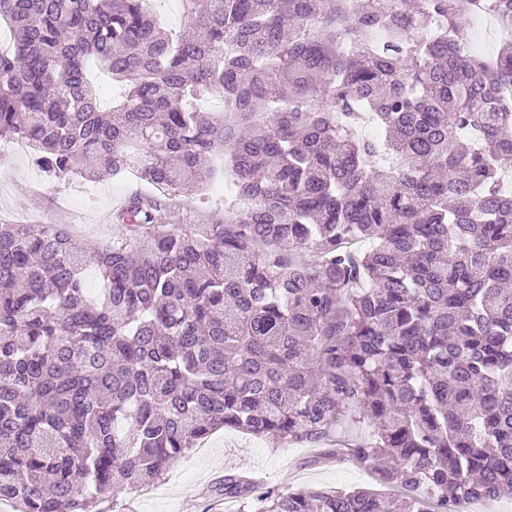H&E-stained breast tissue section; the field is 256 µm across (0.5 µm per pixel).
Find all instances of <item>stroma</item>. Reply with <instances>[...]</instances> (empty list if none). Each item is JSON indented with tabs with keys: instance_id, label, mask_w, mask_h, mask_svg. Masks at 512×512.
Segmentation results:
<instances>
[{
	"instance_id": "stroma-1",
	"label": "stroma",
	"mask_w": 512,
	"mask_h": 512,
	"mask_svg": "<svg viewBox=\"0 0 512 512\" xmlns=\"http://www.w3.org/2000/svg\"><path fill=\"white\" fill-rule=\"evenodd\" d=\"M83 180L65 184L47 180L34 166L30 154L6 157L0 163V224H64L68 216L59 207L68 196L85 210L82 223L74 225L81 240L106 239L118 231L113 214L128 196L141 189L132 176L97 182L93 201H85ZM223 214L214 198H184L174 212L158 217L162 224H209ZM316 451L307 446L271 443L233 431L213 434L203 446L176 461L165 479L144 491L120 494L123 512H238L234 502H217L215 490L225 472L258 475L267 486L285 492L298 488L321 490L362 487L383 492L373 473L352 460L312 464Z\"/></svg>"
}]
</instances>
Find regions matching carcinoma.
<instances>
[{"instance_id":"1","label":"carcinoma","mask_w":512,"mask_h":512,"mask_svg":"<svg viewBox=\"0 0 512 512\" xmlns=\"http://www.w3.org/2000/svg\"><path fill=\"white\" fill-rule=\"evenodd\" d=\"M185 2L173 32L146 0H0V141L58 181L156 189L105 243L0 224V499L115 510L220 429L318 448L346 410L371 427L350 457L398 493L229 472L224 499L512 498V39L468 51L469 0ZM93 61L124 88L107 111ZM201 172L224 221L157 223Z\"/></svg>"}]
</instances>
